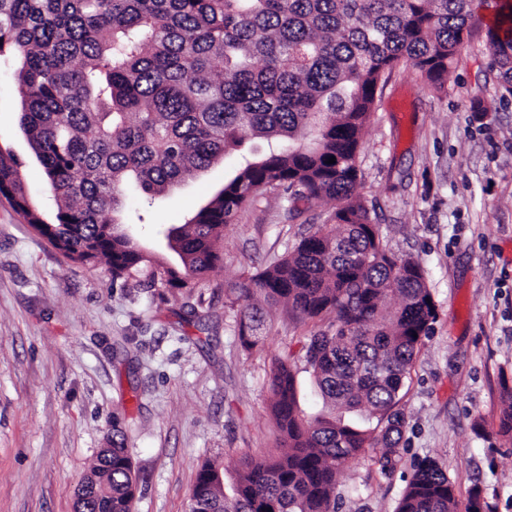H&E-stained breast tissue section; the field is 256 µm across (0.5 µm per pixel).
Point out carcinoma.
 <instances>
[{"label": "carcinoma", "mask_w": 512, "mask_h": 512, "mask_svg": "<svg viewBox=\"0 0 512 512\" xmlns=\"http://www.w3.org/2000/svg\"><path fill=\"white\" fill-rule=\"evenodd\" d=\"M485 2L0 0V60L17 66L18 127L55 208L31 198L23 162L1 146L0 195L71 260L104 263L114 278L156 264L165 287L190 290L219 260L224 228L254 187L336 202L328 223L232 287L248 349L264 341L262 301L333 319L302 346L324 411L302 414L289 358L275 357L277 449L243 463L230 497L224 462H205L191 512H336V474L364 449H381L382 471L396 467L395 407L435 308L424 270L385 248L358 192L361 137L397 67L445 88ZM497 16L486 32L491 67L511 97L512 0ZM230 152L238 162L224 182L184 223L160 231L170 257L155 263L126 227L128 186L150 203ZM88 480L96 512H131L138 480L121 431L112 434V469L98 462ZM455 508L448 476L427 457L395 512Z\"/></svg>", "instance_id": "cac0c4a2"}]
</instances>
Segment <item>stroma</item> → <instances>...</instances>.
Returning a JSON list of instances; mask_svg holds the SVG:
<instances>
[{
    "mask_svg": "<svg viewBox=\"0 0 512 512\" xmlns=\"http://www.w3.org/2000/svg\"><path fill=\"white\" fill-rule=\"evenodd\" d=\"M484 31L461 46L444 90L397 67L364 131L359 189L392 253L422 266L435 306L398 409L400 461L389 474L368 448L336 477L338 512H395L418 462L436 459L460 512L480 487L491 512H512V98H500ZM485 100L492 111H471ZM18 85L0 68V144L24 158L44 201L43 173L17 130ZM236 164L227 155L156 199L141 242L164 252L176 225ZM256 196L224 230L220 260L190 290L113 277L66 258L0 200V512H74L76 491L113 429L139 478L133 512H189L200 465L269 453L276 355L297 369L301 406L322 399L301 352L324 329L270 309L263 347H242L227 287L282 258L334 209Z\"/></svg>",
    "mask_w": 512,
    "mask_h": 512,
    "instance_id": "1",
    "label": "stroma"
}]
</instances>
